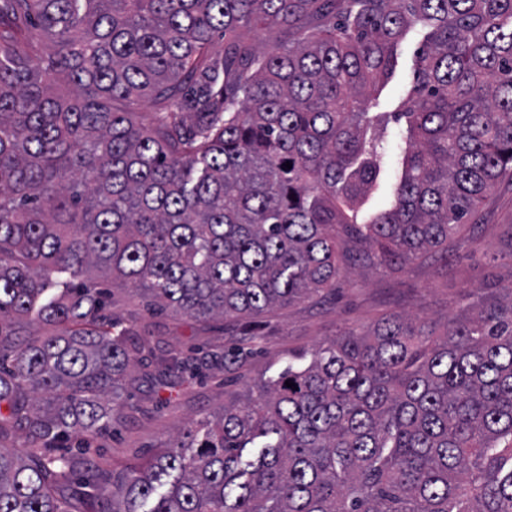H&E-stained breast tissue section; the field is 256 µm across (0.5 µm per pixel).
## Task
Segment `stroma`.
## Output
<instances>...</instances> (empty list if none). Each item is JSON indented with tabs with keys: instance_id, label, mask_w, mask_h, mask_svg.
<instances>
[{
	"instance_id": "35a3bbf8",
	"label": "stroma",
	"mask_w": 512,
	"mask_h": 512,
	"mask_svg": "<svg viewBox=\"0 0 512 512\" xmlns=\"http://www.w3.org/2000/svg\"><path fill=\"white\" fill-rule=\"evenodd\" d=\"M425 34V27H411L400 43L398 66L380 99V111H395L405 99ZM510 286L512 181L504 179L456 236L447 257L429 253L400 267L357 271L340 277L335 291L275 307L256 319L197 321L172 311L152 312L145 297L114 290L113 322L137 332L147 345L135 356L111 426L92 439L90 448L79 450L72 439L67 451L83 453L123 475L152 459L191 420L218 412L255 384L276 378L300 353L350 332H365L392 314L440 327L448 317L471 316L468 299L492 300ZM253 334L259 337L253 353L232 371L211 364L196 377L158 379L148 373L158 358L193 350L221 353Z\"/></svg>"
}]
</instances>
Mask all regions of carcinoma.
Here are the masks:
<instances>
[{
  "mask_svg": "<svg viewBox=\"0 0 512 512\" xmlns=\"http://www.w3.org/2000/svg\"><path fill=\"white\" fill-rule=\"evenodd\" d=\"M416 23L409 93L378 112ZM391 122L394 202L367 214ZM505 177L512 0H0V435L32 449L0 445V512H90L66 471L96 512H512V286L438 336L396 314L324 342L119 482L50 452L112 421L142 347L100 282L260 316L345 262L448 253Z\"/></svg>",
  "mask_w": 512,
  "mask_h": 512,
  "instance_id": "cac0c4a2",
  "label": "carcinoma"
}]
</instances>
